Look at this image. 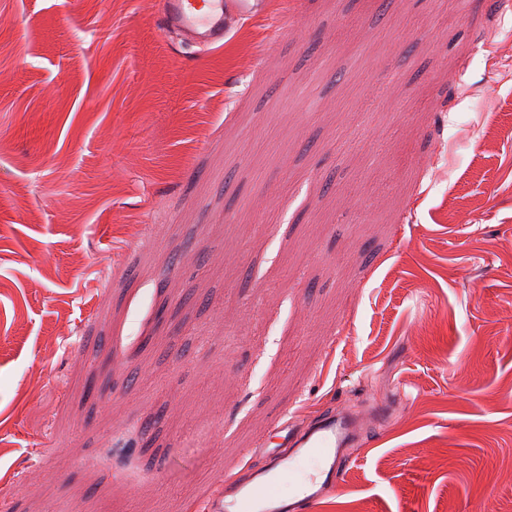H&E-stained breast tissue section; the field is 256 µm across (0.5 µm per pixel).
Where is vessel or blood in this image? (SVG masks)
I'll list each match as a JSON object with an SVG mask.
<instances>
[{
  "label": "vessel or blood",
  "instance_id": "obj_1",
  "mask_svg": "<svg viewBox=\"0 0 512 512\" xmlns=\"http://www.w3.org/2000/svg\"><path fill=\"white\" fill-rule=\"evenodd\" d=\"M267 0H161L163 30L177 33L184 44L222 45L234 23L262 15ZM279 442L263 449V468L245 479L226 478L223 512H304L342 480L358 421L346 410L325 414L302 431L287 416L273 426ZM295 477L290 498L276 493L283 474Z\"/></svg>",
  "mask_w": 512,
  "mask_h": 512
}]
</instances>
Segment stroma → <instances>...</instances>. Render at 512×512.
Instances as JSON below:
<instances>
[{"label":"stroma","mask_w":512,"mask_h":512,"mask_svg":"<svg viewBox=\"0 0 512 512\" xmlns=\"http://www.w3.org/2000/svg\"><path fill=\"white\" fill-rule=\"evenodd\" d=\"M0 0V512H208L391 404L311 512L512 504V0ZM266 7V0H163L159 20L184 44L207 48L222 45L234 23L260 16Z\"/></svg>","instance_id":"1"}]
</instances>
